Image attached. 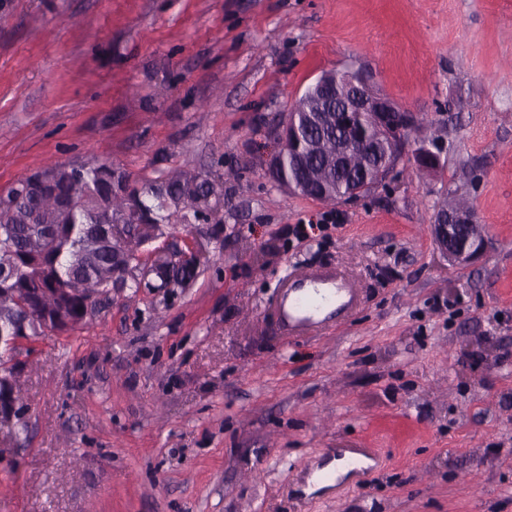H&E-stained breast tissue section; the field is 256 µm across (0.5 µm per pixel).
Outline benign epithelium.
Instances as JSON below:
<instances>
[{"label": "benign epithelium", "mask_w": 512, "mask_h": 512, "mask_svg": "<svg viewBox=\"0 0 512 512\" xmlns=\"http://www.w3.org/2000/svg\"><path fill=\"white\" fill-rule=\"evenodd\" d=\"M329 88L335 91V120L347 129L349 137L343 142L336 154V165L344 162L345 155L353 148L367 144L366 131L372 128L376 139L384 150L378 160L379 170L369 166L363 169L360 184L352 191L350 200L356 201L374 178H391L398 167V154L409 146L412 119L405 114V120L399 122L393 118L401 111L391 98L378 92L362 72H337L321 75L302 94L306 107L292 110L276 135L275 147L266 159L269 175L276 174L281 161L293 149L298 147L300 129L330 118L329 109L324 105L321 91ZM442 146L435 143L433 148H419L413 153L416 165L421 169H433L440 164ZM433 234L448 241L446 254L448 261L454 264H467L484 247V236L474 209H459L454 213L442 214L436 224L431 225ZM186 249L178 252L176 263L193 265L198 258L199 243L190 238L185 240Z\"/></svg>", "instance_id": "obj_1"}]
</instances>
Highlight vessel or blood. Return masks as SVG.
Wrapping results in <instances>:
<instances>
[{
  "mask_svg": "<svg viewBox=\"0 0 512 512\" xmlns=\"http://www.w3.org/2000/svg\"><path fill=\"white\" fill-rule=\"evenodd\" d=\"M357 290L346 276L335 270L297 274L281 284L277 296L278 326L283 334L300 335L317 330L351 308ZM337 456L346 457L353 476L368 474L376 460L370 448L337 449Z\"/></svg>",
  "mask_w": 512,
  "mask_h": 512,
  "instance_id": "1",
  "label": "vessel or blood"
}]
</instances>
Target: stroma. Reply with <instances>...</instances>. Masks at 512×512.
I'll list each match as a JSON object with an SVG mask.
<instances>
[{"label":"stroma","instance_id":"stroma-1","mask_svg":"<svg viewBox=\"0 0 512 512\" xmlns=\"http://www.w3.org/2000/svg\"><path fill=\"white\" fill-rule=\"evenodd\" d=\"M345 68L423 116L442 163L354 202L288 193L264 145ZM97 160L206 171L224 198L192 280L137 267L143 288L21 341L0 512H512V0H0V190ZM450 201L485 228L465 265L431 233ZM325 267L358 305L283 335L276 288ZM326 448L384 461L305 504L296 470Z\"/></svg>","mask_w":512,"mask_h":512}]
</instances>
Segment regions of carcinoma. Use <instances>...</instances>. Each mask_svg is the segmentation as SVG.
Returning a JSON list of instances; mask_svg holds the SVG:
<instances>
[{
  "mask_svg": "<svg viewBox=\"0 0 512 512\" xmlns=\"http://www.w3.org/2000/svg\"><path fill=\"white\" fill-rule=\"evenodd\" d=\"M343 133L331 124L310 130L304 141L315 144L285 157L282 177L305 179L314 171L343 199L359 179L362 156L354 151L340 169L328 163ZM18 199H0V336H40L46 323L30 320L29 304L68 330L86 319L87 302L119 284L139 289L131 274L141 264L146 238L138 225L209 221L223 196L222 187L195 172L175 171L139 182L108 162L75 167L49 163L16 182ZM159 288L179 285L195 268H177L157 256L153 262ZM24 408L16 383H0V405Z\"/></svg>",
  "mask_w": 512,
  "mask_h": 512,
  "instance_id": "obj_1",
  "label": "carcinoma"
}]
</instances>
